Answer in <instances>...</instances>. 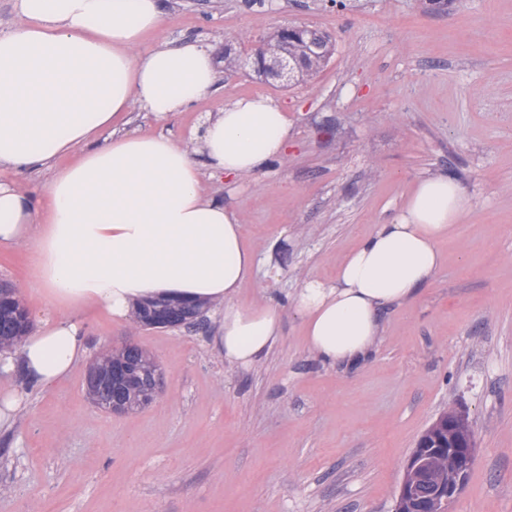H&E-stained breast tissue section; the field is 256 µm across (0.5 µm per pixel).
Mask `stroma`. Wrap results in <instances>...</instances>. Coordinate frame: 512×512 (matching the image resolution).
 Masks as SVG:
<instances>
[{
    "label": "stroma",
    "mask_w": 512,
    "mask_h": 512,
    "mask_svg": "<svg viewBox=\"0 0 512 512\" xmlns=\"http://www.w3.org/2000/svg\"><path fill=\"white\" fill-rule=\"evenodd\" d=\"M144 42L199 40L247 57L284 26L317 29L334 54L284 88L252 71L216 73V92L159 121L131 107V130L187 142L200 116L247 95L287 110L288 151L233 184L203 178L233 209L261 263L241 291L274 297L283 335L242 373L208 333L133 327L82 309L88 354L51 389L0 376L24 408L0 434V512H394L423 431L455 404L473 424L476 462L448 512H512V0H164ZM451 176L469 209L443 265L394 305L381 341L354 364L304 345L293 297L326 281L356 242L389 223L420 179ZM33 241L0 251L31 319L43 297ZM133 341L159 364L147 406L114 414L89 396L100 354Z\"/></svg>",
    "instance_id": "35a3bbf8"
}]
</instances>
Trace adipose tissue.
<instances>
[{
  "label": "adipose tissue",
  "instance_id": "1",
  "mask_svg": "<svg viewBox=\"0 0 512 512\" xmlns=\"http://www.w3.org/2000/svg\"><path fill=\"white\" fill-rule=\"evenodd\" d=\"M19 27L0 35V167L50 164L43 193L0 182V249L35 242V282L52 309L100 308L126 318L173 298L220 308L214 350L250 370L278 342L279 306L237 298L260 259L235 212L203 193L201 171L239 178L288 148L291 122L263 95L243 96L190 132L130 131V108L155 118L215 91L211 49L193 40L139 52L164 23L161 0H18ZM468 201L451 177L420 180L390 223L294 296L309 352L329 365L364 359L389 305L414 297L443 264L440 240ZM77 321L39 320L0 374L51 387L84 355Z\"/></svg>",
  "mask_w": 512,
  "mask_h": 512
}]
</instances>
